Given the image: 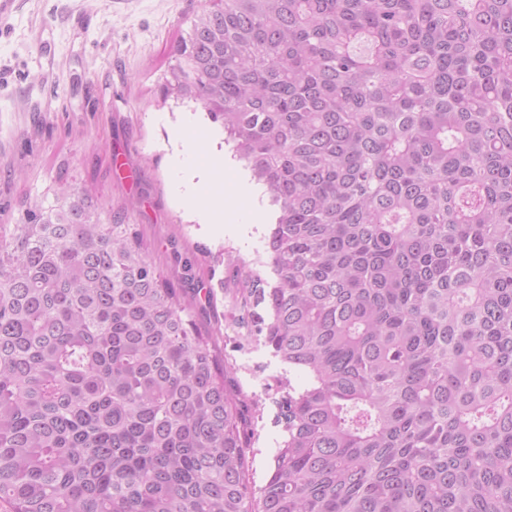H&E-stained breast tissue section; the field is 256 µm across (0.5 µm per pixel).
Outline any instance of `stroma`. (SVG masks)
<instances>
[{"label": "stroma", "instance_id": "35a3bbf8", "mask_svg": "<svg viewBox=\"0 0 512 512\" xmlns=\"http://www.w3.org/2000/svg\"><path fill=\"white\" fill-rule=\"evenodd\" d=\"M209 0H13L0 12V224H18L59 181L92 185L104 220L137 225L254 406L250 481L283 440L280 385L309 382L234 322L224 263L267 259L274 208L201 104L165 97L172 47ZM224 197L206 224L201 197ZM213 300H206V290Z\"/></svg>", "mask_w": 512, "mask_h": 512}]
</instances>
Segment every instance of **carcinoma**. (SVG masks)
<instances>
[{
  "instance_id": "carcinoma-1",
  "label": "carcinoma",
  "mask_w": 512,
  "mask_h": 512,
  "mask_svg": "<svg viewBox=\"0 0 512 512\" xmlns=\"http://www.w3.org/2000/svg\"><path fill=\"white\" fill-rule=\"evenodd\" d=\"M168 88L275 210L241 327L312 382L249 491L248 405L90 190L0 225V512H512V0H211Z\"/></svg>"
}]
</instances>
